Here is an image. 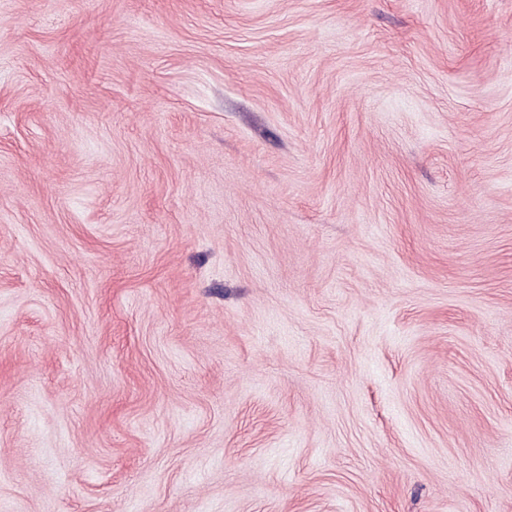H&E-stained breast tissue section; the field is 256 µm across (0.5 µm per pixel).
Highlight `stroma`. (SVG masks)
Masks as SVG:
<instances>
[{
  "instance_id": "1",
  "label": "stroma",
  "mask_w": 512,
  "mask_h": 512,
  "mask_svg": "<svg viewBox=\"0 0 512 512\" xmlns=\"http://www.w3.org/2000/svg\"><path fill=\"white\" fill-rule=\"evenodd\" d=\"M0 512H512V0H0Z\"/></svg>"
}]
</instances>
